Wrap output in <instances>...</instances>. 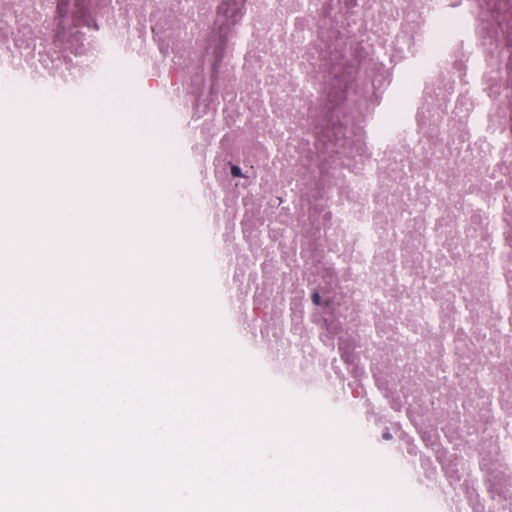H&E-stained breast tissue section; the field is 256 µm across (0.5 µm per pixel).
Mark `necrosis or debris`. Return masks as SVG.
<instances>
[{"label":"necrosis or debris","instance_id":"4bbe7bcc","mask_svg":"<svg viewBox=\"0 0 512 512\" xmlns=\"http://www.w3.org/2000/svg\"><path fill=\"white\" fill-rule=\"evenodd\" d=\"M214 0H108L45 50L59 0L0 12V85L57 94L135 64L184 147L232 338L383 448L441 512H512V45L494 0H224V99L167 60ZM174 10L178 34L159 25ZM367 75L317 132L331 65Z\"/></svg>","mask_w":512,"mask_h":512}]
</instances>
